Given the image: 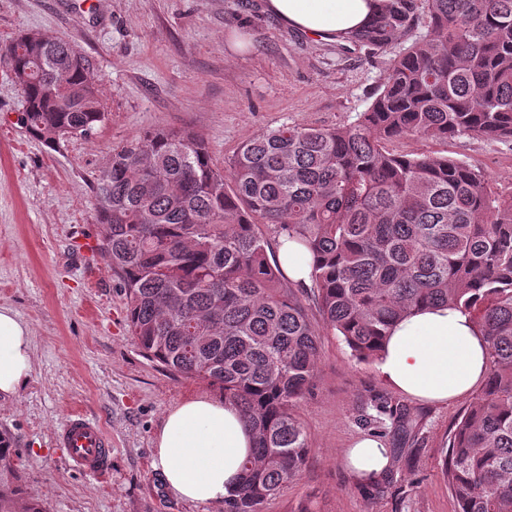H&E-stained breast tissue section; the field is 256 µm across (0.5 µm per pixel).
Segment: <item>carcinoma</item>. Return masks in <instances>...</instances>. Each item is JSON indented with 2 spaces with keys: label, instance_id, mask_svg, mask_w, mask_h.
Listing matches in <instances>:
<instances>
[{
  "label": "carcinoma",
  "instance_id": "1",
  "mask_svg": "<svg viewBox=\"0 0 512 512\" xmlns=\"http://www.w3.org/2000/svg\"><path fill=\"white\" fill-rule=\"evenodd\" d=\"M419 27L349 125L270 129L223 167L197 134L152 131L114 149L96 178L129 335L150 361L218 389L253 434L224 512H263L310 451L293 409L313 386L320 332L270 262L261 224L309 251L310 298L360 361L377 359L393 323L416 309L471 314L488 341L487 376L442 475L458 512H512V189L493 190L460 160L386 149L410 136L512 141V0H383L347 41L374 54ZM37 36L6 48L20 123L50 148L90 137L105 120L90 60ZM379 412L416 427L398 402ZM0 512H46L1 434Z\"/></svg>",
  "mask_w": 512,
  "mask_h": 512
}]
</instances>
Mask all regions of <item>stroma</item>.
<instances>
[{
    "mask_svg": "<svg viewBox=\"0 0 512 512\" xmlns=\"http://www.w3.org/2000/svg\"><path fill=\"white\" fill-rule=\"evenodd\" d=\"M71 40L93 65L106 119L87 139L48 148L20 124L22 97L0 62V306L32 336L33 371L0 401V432L20 459L23 485L48 512H224L174 497L152 468L166 411L208 393L145 358L127 332L120 277L100 246L92 186L113 149L147 131L201 135L217 165L249 137L282 125L336 127L365 111L393 45L368 55L284 25L263 0H0V52L18 34ZM390 150L441 154L480 169L498 190L512 187V142L408 137ZM321 326L318 372L296 414L311 450L301 474L263 512H457L441 475L448 438L469 404L415 401L411 438L376 427L370 400L392 397L374 362H360ZM100 421L112 442L109 469L78 474L55 433L72 414ZM381 433L400 453L374 488L355 481L343 451Z\"/></svg>",
    "mask_w": 512,
    "mask_h": 512,
    "instance_id": "stroma-1",
    "label": "stroma"
}]
</instances>
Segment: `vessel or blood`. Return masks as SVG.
<instances>
[{"mask_svg": "<svg viewBox=\"0 0 512 512\" xmlns=\"http://www.w3.org/2000/svg\"><path fill=\"white\" fill-rule=\"evenodd\" d=\"M57 441L66 449L69 465L89 475L105 470L112 458V445L101 424L79 414L71 415Z\"/></svg>", "mask_w": 512, "mask_h": 512, "instance_id": "1", "label": "vessel or blood"}]
</instances>
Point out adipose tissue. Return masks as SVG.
Wrapping results in <instances>:
<instances>
[{
    "mask_svg": "<svg viewBox=\"0 0 512 512\" xmlns=\"http://www.w3.org/2000/svg\"><path fill=\"white\" fill-rule=\"evenodd\" d=\"M380 0H265L266 12L284 24L325 41H338L364 24ZM488 344L474 318L462 309L430 307L393 326L377 363L386 386L417 402L466 397L487 373ZM32 373L27 324L0 307V398L10 399ZM252 434L237 405L201 394L169 409L154 439L152 465L179 500L219 505L236 488L252 448ZM357 479L381 474L392 456L384 440L363 436L344 452Z\"/></svg>",
    "mask_w": 512,
    "mask_h": 512,
    "instance_id": "1",
    "label": "adipose tissue"
}]
</instances>
